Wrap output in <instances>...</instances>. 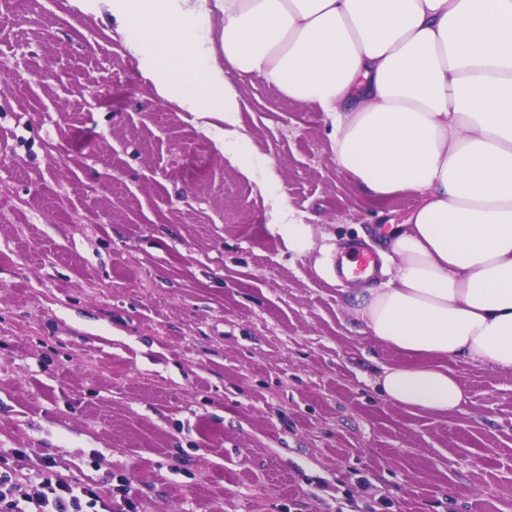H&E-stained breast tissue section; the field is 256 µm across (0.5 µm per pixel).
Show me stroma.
Segmentation results:
<instances>
[{"label":"stroma","instance_id":"35a3bbf8","mask_svg":"<svg viewBox=\"0 0 512 512\" xmlns=\"http://www.w3.org/2000/svg\"><path fill=\"white\" fill-rule=\"evenodd\" d=\"M239 92L276 182L101 18L0 0V471L53 457L112 512H512V373L458 357L460 411L393 407L376 380L408 357L356 318L368 280L335 273L418 195L370 202L328 113Z\"/></svg>","mask_w":512,"mask_h":512}]
</instances>
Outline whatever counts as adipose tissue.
<instances>
[{
  "label": "adipose tissue",
  "instance_id": "1",
  "mask_svg": "<svg viewBox=\"0 0 512 512\" xmlns=\"http://www.w3.org/2000/svg\"><path fill=\"white\" fill-rule=\"evenodd\" d=\"M70 2L107 14L159 98L223 117L242 167L238 84L259 78L328 112L336 164L370 200L419 194L384 240L386 282L354 295L370 335L412 358L383 368L388 402L460 410L452 357L512 372V0Z\"/></svg>",
  "mask_w": 512,
  "mask_h": 512
}]
</instances>
